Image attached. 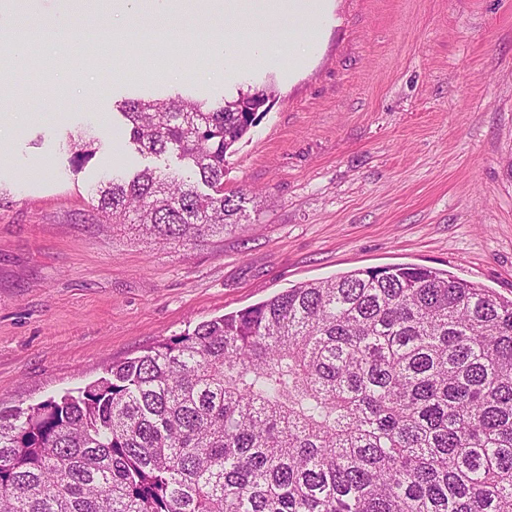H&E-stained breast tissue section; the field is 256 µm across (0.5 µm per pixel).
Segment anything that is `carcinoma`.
I'll return each mask as SVG.
<instances>
[{"label": "carcinoma", "mask_w": 512, "mask_h": 512, "mask_svg": "<svg viewBox=\"0 0 512 512\" xmlns=\"http://www.w3.org/2000/svg\"><path fill=\"white\" fill-rule=\"evenodd\" d=\"M264 91L124 102L145 168L100 222L191 249L241 224ZM0 512H512V299L424 266L305 283L94 383L0 409Z\"/></svg>", "instance_id": "cac0c4a2"}]
</instances>
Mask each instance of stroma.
I'll return each instance as SVG.
<instances>
[{
  "mask_svg": "<svg viewBox=\"0 0 512 512\" xmlns=\"http://www.w3.org/2000/svg\"><path fill=\"white\" fill-rule=\"evenodd\" d=\"M144 38L128 72L62 78L44 51L0 90V407L86 386L198 323L298 284L417 265L512 298V0H331L305 70L205 48L188 70ZM271 91L226 157L232 233L184 250L99 228L105 175L174 165L138 152L118 104ZM91 139L79 171L67 142Z\"/></svg>",
  "mask_w": 512,
  "mask_h": 512,
  "instance_id": "obj_1",
  "label": "stroma"
}]
</instances>
